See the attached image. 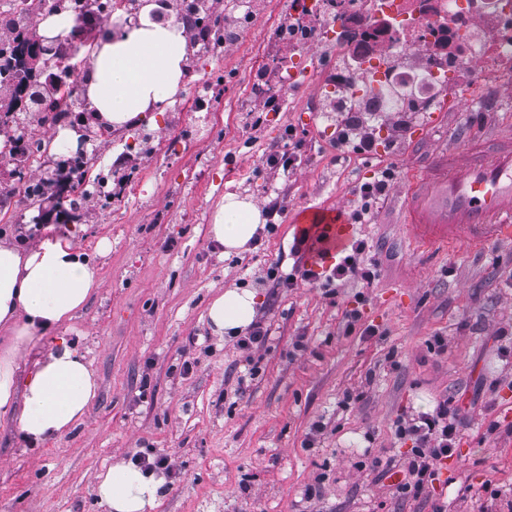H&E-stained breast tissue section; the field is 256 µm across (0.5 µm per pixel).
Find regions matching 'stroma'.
I'll return each instance as SVG.
<instances>
[{"label":"stroma","mask_w":512,"mask_h":512,"mask_svg":"<svg viewBox=\"0 0 512 512\" xmlns=\"http://www.w3.org/2000/svg\"><path fill=\"white\" fill-rule=\"evenodd\" d=\"M292 2L261 0L241 43L199 60L209 82L183 84L177 98L201 92L213 111L163 107L138 125L94 126L80 139L96 158L88 178L102 173L119 188L132 181L137 194L119 192L106 208L86 206L72 184L51 199L25 198L20 182L52 176L61 156L21 165L0 156V243L26 252L71 243L101 278L70 322L32 329L15 358L25 381L67 338L91 361L99 389L73 431L43 444L0 418V512H108L95 495L98 472L156 455L172 470L155 512H512V239L422 242L404 222L403 194L435 150L512 123V98L499 96L480 122L451 108L431 128L426 113L412 112L393 149L356 153L327 134L336 117L324 112L317 80L271 112L249 94L253 73L277 78L288 60L274 28ZM13 105L0 87V144L49 132L40 105ZM134 137L148 143L143 154L126 153ZM282 151L296 164L271 178L266 159ZM384 169L391 187L355 231L376 270L371 282L332 295L302 280L257 283L263 269L295 264L294 212L341 202L355 214L358 186ZM273 187L287 196L274 231L225 254L210 236L225 195L261 208ZM230 288L257 294L255 318L268 331L258 350L208 322L211 301ZM354 309L361 320L351 329ZM369 325L374 335H365ZM446 398L461 409L458 443L429 497L397 499L372 471L357 470L364 457H403L397 418ZM314 483L321 495L312 500Z\"/></svg>","instance_id":"obj_1"}]
</instances>
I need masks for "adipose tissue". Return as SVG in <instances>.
I'll return each instance as SVG.
<instances>
[{
    "mask_svg": "<svg viewBox=\"0 0 512 512\" xmlns=\"http://www.w3.org/2000/svg\"><path fill=\"white\" fill-rule=\"evenodd\" d=\"M154 0L137 18L96 42L84 82L95 123L131 124L169 102L180 90L189 49L186 27L177 18L158 21ZM264 220L250 201L225 196L210 226L225 253L247 251ZM98 270L71 246L53 243L24 252L0 244V327L14 335L0 352V415L17 414L23 436L44 443L70 432L84 418L98 390L96 372L76 347L60 344L25 383H18L14 353L30 328H57L82 309L99 284ZM255 295L228 290L208 308L216 333L237 332L254 317ZM165 480L117 460L97 476L95 494L108 512H154Z\"/></svg>",
    "mask_w": 512,
    "mask_h": 512,
    "instance_id": "obj_1",
    "label": "adipose tissue"
}]
</instances>
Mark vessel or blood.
Returning a JSON list of instances; mask_svg holds the SVG:
<instances>
[{"mask_svg":"<svg viewBox=\"0 0 512 512\" xmlns=\"http://www.w3.org/2000/svg\"><path fill=\"white\" fill-rule=\"evenodd\" d=\"M407 222L417 238L465 236L481 243L512 234V130L460 151L433 157L424 179L407 187ZM297 233L319 239L304 262L330 265L353 234L343 205L305 208L293 218Z\"/></svg>","mask_w":512,"mask_h":512,"instance_id":"b4317fda","label":"vessel or blood"}]
</instances>
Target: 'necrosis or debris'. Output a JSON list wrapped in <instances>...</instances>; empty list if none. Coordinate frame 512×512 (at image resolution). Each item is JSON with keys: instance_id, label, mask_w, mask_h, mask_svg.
<instances>
[{"instance_id": "necrosis-or-debris-1", "label": "necrosis or debris", "mask_w": 512, "mask_h": 512, "mask_svg": "<svg viewBox=\"0 0 512 512\" xmlns=\"http://www.w3.org/2000/svg\"><path fill=\"white\" fill-rule=\"evenodd\" d=\"M229 5L240 27L219 44L195 36L198 54H223L247 33L253 0ZM275 36L305 52L335 49L319 82L351 113L395 111L397 90L426 112L437 99L471 105L512 81V0H295Z\"/></svg>"}]
</instances>
